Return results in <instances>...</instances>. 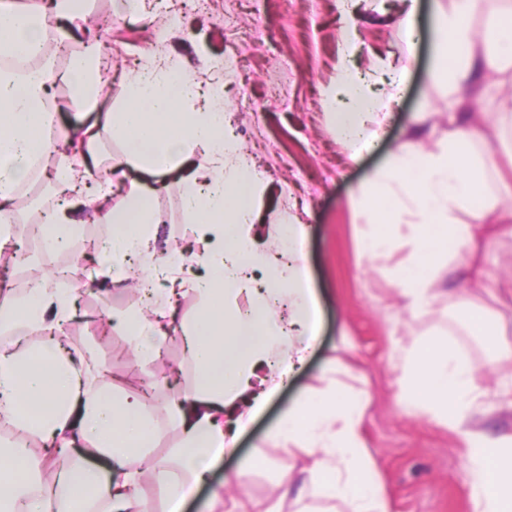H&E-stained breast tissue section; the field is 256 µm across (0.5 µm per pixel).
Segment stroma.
Returning <instances> with one entry per match:
<instances>
[{
  "label": "stroma",
  "mask_w": 512,
  "mask_h": 512,
  "mask_svg": "<svg viewBox=\"0 0 512 512\" xmlns=\"http://www.w3.org/2000/svg\"><path fill=\"white\" fill-rule=\"evenodd\" d=\"M399 5L400 0L356 4L361 21L355 69L366 74L382 64L393 71L404 67L408 79L401 103L392 109L384 141L354 163L337 143L322 102L323 90L336 82L340 54L336 0H147L151 16L145 20L115 16L112 0L93 4L96 18L88 28L93 40L106 45L113 86H120L143 47L154 39L156 28L174 14L180 25L167 42L171 53L203 72L212 60L226 62L224 94L236 106V134L266 178L259 202L262 240H270L293 206L308 210L303 221L312 233L305 253L322 315L317 349L241 438L238 453L213 472V481L219 484L225 473L249 466L243 482L225 492L226 497L245 500L249 512H265L276 495L280 466L291 465L297 472L304 467L303 458L287 459L267 434L304 389L323 387L322 374L332 360L350 368L344 383L369 398L364 437L390 512H471L462 436L430 415L403 414L396 404L400 384L393 363L400 336L446 338L449 346L481 366L485 413L473 425L512 434V376L487 368L492 352L485 341L489 334L512 340V235L497 233L474 255L475 263L492 273L491 289H473L469 307L449 308L444 294L455 288L456 278L440 268L436 288L441 298L413 319L404 314L403 301L391 283V273L406 262L409 247L375 258L361 249L365 219L351 198L352 187L384 162L390 147L404 139L420 113L431 115L423 127L427 149L448 146L454 130L448 121L449 87L432 73L433 45L422 44L416 58L408 59L403 35L380 20ZM178 179L173 173L150 181L161 190L159 204L167 217L158 231L156 246L161 250L182 245ZM54 198L47 183L34 194L21 191L15 206L22 221L14 227L7 253L46 264L26 225ZM134 302L130 293L87 275L80 314L69 326L81 348L92 351L108 368V382L129 391L140 390L147 375L132 357L127 339L106 334L103 322L108 311ZM475 309L484 313L481 333L470 324Z\"/></svg>",
  "instance_id": "obj_1"
}]
</instances>
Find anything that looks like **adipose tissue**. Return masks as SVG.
I'll use <instances>...</instances> for the list:
<instances>
[{
	"mask_svg": "<svg viewBox=\"0 0 512 512\" xmlns=\"http://www.w3.org/2000/svg\"><path fill=\"white\" fill-rule=\"evenodd\" d=\"M342 50L336 87L325 95L330 122L351 161L379 140L389 118L377 111L370 81L348 65L358 37L350 0H337ZM84 0H43L28 7L0 0V50L29 63L17 72L0 66V238L8 239L17 213L13 201L53 159L56 202L40 222L47 251L60 254L82 238L87 222L108 232L97 244L103 282L139 292L136 306L113 313L108 323L131 342L135 359L154 365L180 298L195 296L196 317L184 331L193 380L160 408L139 395L118 393L104 380L96 356L66 339L76 314V292L53 288L34 272L24 294L0 292V427L18 441L0 448V512H144L143 476L162 494L167 512H180L192 491L208 482L240 435L263 412L281 384L312 353L320 307L310 288L303 246L308 227L300 218L278 225L277 248L259 245L254 222L264 181L232 129V106L216 77L202 79L185 60L164 50L150 53L122 85L121 101L91 124L80 140L56 121L50 99L57 80L69 88V110L93 111L111 88L98 66L104 46L72 55L59 69L49 36L65 40L60 20L83 26ZM480 24H473V17ZM436 73L454 97L452 143L426 149L421 129L410 130L386 160L352 191L367 218L362 237L370 256L411 244L407 265L392 283L416 315L434 297L442 257L452 259L457 286L449 304L464 305L472 286L490 287L492 275L473 263L499 209L498 189L512 183V168L487 146L485 115L478 109L481 78L512 66V0H448L433 29ZM117 141L118 158H102L103 138ZM133 167L150 176L179 172L184 224L204 243L203 253L155 249L165 214L154 187L131 190L112 203V188ZM105 169V181H90ZM103 199L93 216L83 200ZM470 213L469 223L457 214ZM203 274H191L192 265ZM45 342L28 348L29 336ZM399 405L428 413L462 434L470 466L472 512H512V435L472 428L482 411L478 369L442 338L408 336L397 345ZM367 398L328 380L306 389L283 414L270 437L289 457L308 461L302 482L282 468L276 487L287 497L294 484L323 490L347 512H389L365 446ZM179 436L170 458H147L160 427ZM40 439L34 455L27 438Z\"/></svg>",
	"mask_w": 512,
	"mask_h": 512,
	"instance_id": "obj_1",
	"label": "adipose tissue"
}]
</instances>
